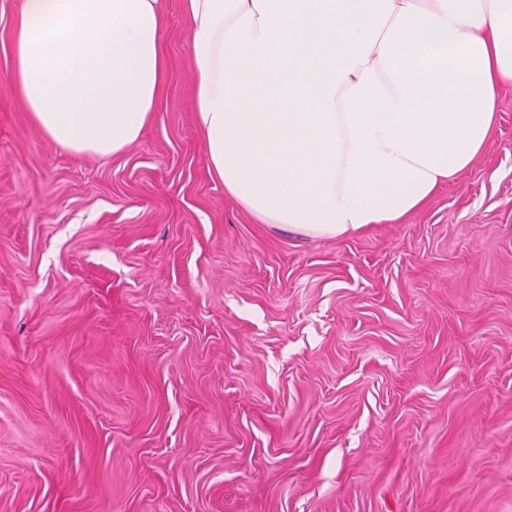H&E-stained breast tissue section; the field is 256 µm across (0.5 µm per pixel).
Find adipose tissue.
<instances>
[{
    "mask_svg": "<svg viewBox=\"0 0 512 512\" xmlns=\"http://www.w3.org/2000/svg\"><path fill=\"white\" fill-rule=\"evenodd\" d=\"M195 119L264 224H398L484 152L512 82V0H182ZM158 0H21L12 83L61 148L137 142L167 79Z\"/></svg>",
    "mask_w": 512,
    "mask_h": 512,
    "instance_id": "obj_1",
    "label": "adipose tissue"
}]
</instances>
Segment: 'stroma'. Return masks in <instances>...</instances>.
Returning a JSON list of instances; mask_svg holds the SVG:
<instances>
[{
    "label": "stroma",
    "mask_w": 512,
    "mask_h": 512,
    "mask_svg": "<svg viewBox=\"0 0 512 512\" xmlns=\"http://www.w3.org/2000/svg\"><path fill=\"white\" fill-rule=\"evenodd\" d=\"M0 0V512H512V83L399 224L309 237L212 174L181 0L142 138L61 149Z\"/></svg>",
    "instance_id": "35a3bbf8"
}]
</instances>
